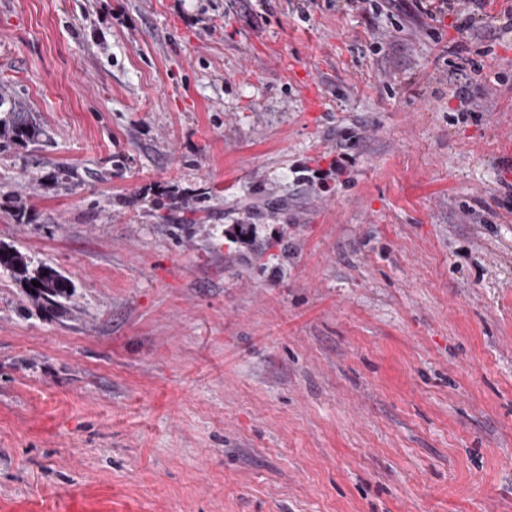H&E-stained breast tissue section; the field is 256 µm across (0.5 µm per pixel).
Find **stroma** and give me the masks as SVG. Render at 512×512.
<instances>
[{"label": "stroma", "mask_w": 512, "mask_h": 512, "mask_svg": "<svg viewBox=\"0 0 512 512\" xmlns=\"http://www.w3.org/2000/svg\"><path fill=\"white\" fill-rule=\"evenodd\" d=\"M485 12L0 0L42 131L0 152V244L74 288L26 320L0 275V512H512V0Z\"/></svg>", "instance_id": "35a3bbf8"}]
</instances>
